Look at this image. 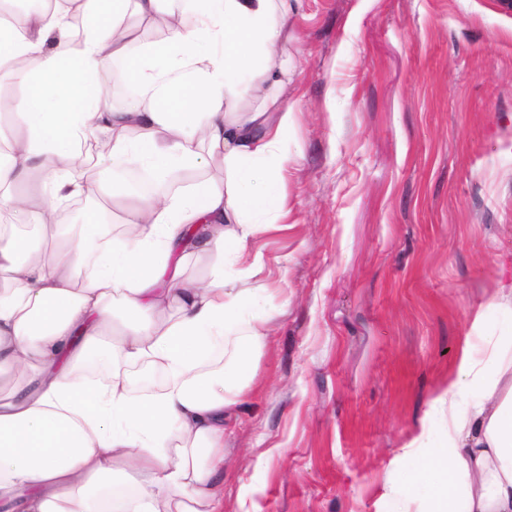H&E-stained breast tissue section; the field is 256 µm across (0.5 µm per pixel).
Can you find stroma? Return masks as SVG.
<instances>
[{
    "label": "stroma",
    "instance_id": "35a3bbf8",
    "mask_svg": "<svg viewBox=\"0 0 512 512\" xmlns=\"http://www.w3.org/2000/svg\"><path fill=\"white\" fill-rule=\"evenodd\" d=\"M288 215L249 242L268 318L224 422L222 512H424L464 345L512 334V5L302 0Z\"/></svg>",
    "mask_w": 512,
    "mask_h": 512
}]
</instances>
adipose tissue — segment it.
<instances>
[{"label":"adipose tissue","instance_id":"adipose-tissue-1","mask_svg":"<svg viewBox=\"0 0 512 512\" xmlns=\"http://www.w3.org/2000/svg\"><path fill=\"white\" fill-rule=\"evenodd\" d=\"M171 2L0 0V84L15 90L0 101V512H222L224 411L265 335L249 240L259 215L288 214L282 56L300 0ZM137 22L160 35L138 41ZM114 81L133 88L119 108ZM84 148L161 181L218 157L224 176L131 196L107 237L97 214L59 219L73 198L115 197L75 164ZM190 255L240 269L192 280ZM142 366L164 382L136 398ZM473 385L481 399L460 409ZM436 402L448 427L427 463L447 472L430 512H512V361L463 346Z\"/></svg>","mask_w":512,"mask_h":512}]
</instances>
